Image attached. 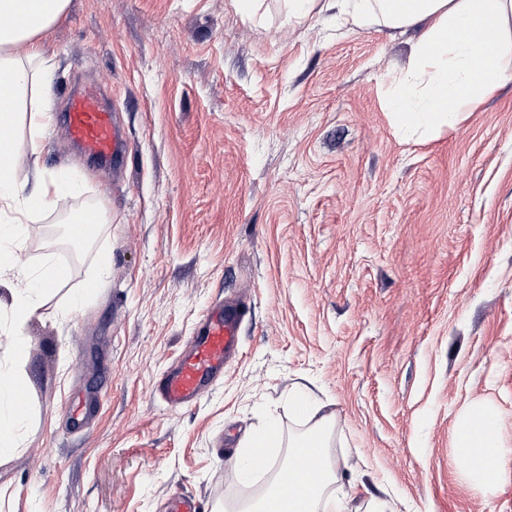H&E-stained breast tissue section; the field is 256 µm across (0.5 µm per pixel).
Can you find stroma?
<instances>
[{
    "mask_svg": "<svg viewBox=\"0 0 512 512\" xmlns=\"http://www.w3.org/2000/svg\"><path fill=\"white\" fill-rule=\"evenodd\" d=\"M421 32L297 18L287 0L251 17L232 0H69L46 37L55 121L15 175H73L23 251L70 276L25 328L30 416L0 462V512L248 504L239 443L270 418L295 433L299 389L335 417L352 506L512 512V78L439 136H404L386 93ZM88 87L117 116L122 165L67 143V97ZM87 208L111 221L72 240ZM221 298L247 307L241 352L169 409L155 385ZM73 403L91 406L84 430ZM479 410L505 469L481 484L454 437Z\"/></svg>",
    "mask_w": 512,
    "mask_h": 512,
    "instance_id": "obj_1",
    "label": "stroma"
}]
</instances>
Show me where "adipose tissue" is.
I'll return each instance as SVG.
<instances>
[{
  "instance_id": "1",
  "label": "adipose tissue",
  "mask_w": 512,
  "mask_h": 512,
  "mask_svg": "<svg viewBox=\"0 0 512 512\" xmlns=\"http://www.w3.org/2000/svg\"><path fill=\"white\" fill-rule=\"evenodd\" d=\"M68 0H0V286L5 287L13 326L10 339L11 388L0 392V459L10 457L25 417L15 408L22 390L26 359L25 326L37 316L59 283L58 264L45 257L33 269L21 260L39 211L60 206L71 195L67 171L35 169L32 183L17 180L14 163L23 148L37 149L53 116L44 102L37 71L45 64L42 35L63 13ZM344 23L376 21L397 28L424 24L408 66L392 81L389 106L396 122L409 131L431 134L454 127L463 112L483 102L512 76V31L504 17L512 0H330ZM18 287H10V279ZM334 415H325L302 433L282 440L269 421L245 441L236 470L248 480L257 448L288 444L280 463H268L271 486L242 512H352L348 499L336 496L337 463L329 455ZM497 421L477 412L455 428L471 473L491 476L503 469L496 450ZM311 453L318 470L305 471L299 459Z\"/></svg>"
}]
</instances>
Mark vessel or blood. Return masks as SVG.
<instances>
[{"mask_svg": "<svg viewBox=\"0 0 512 512\" xmlns=\"http://www.w3.org/2000/svg\"><path fill=\"white\" fill-rule=\"evenodd\" d=\"M67 138L90 157L120 163L126 146L112 112L98 93L86 90L68 100ZM97 220L90 211L75 214L71 235L76 240L92 238ZM244 310L237 303H219L202 315L176 361L162 374L156 386L159 399L168 407L183 409L195 404L224 377V370L240 352L239 328Z\"/></svg>", "mask_w": 512, "mask_h": 512, "instance_id": "b4317fda", "label": "vessel or blood"}]
</instances>
